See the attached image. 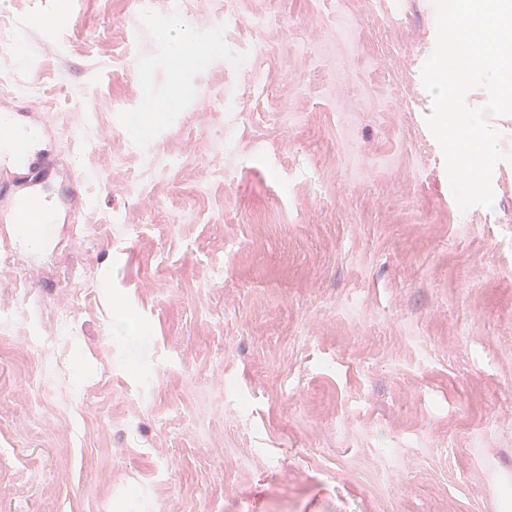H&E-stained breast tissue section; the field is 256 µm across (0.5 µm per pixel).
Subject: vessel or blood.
Here are the masks:
<instances>
[{
  "mask_svg": "<svg viewBox=\"0 0 512 512\" xmlns=\"http://www.w3.org/2000/svg\"><path fill=\"white\" fill-rule=\"evenodd\" d=\"M53 147L47 127L32 113L23 93L0 97V177L9 176L15 192L0 196V223L54 224L56 209L42 202L40 187L52 165Z\"/></svg>",
  "mask_w": 512,
  "mask_h": 512,
  "instance_id": "b4317fda",
  "label": "vessel or blood"
}]
</instances>
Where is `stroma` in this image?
I'll use <instances>...</instances> for the list:
<instances>
[{
  "label": "stroma",
  "instance_id": "1",
  "mask_svg": "<svg viewBox=\"0 0 512 512\" xmlns=\"http://www.w3.org/2000/svg\"><path fill=\"white\" fill-rule=\"evenodd\" d=\"M219 7L191 0L222 40L180 62L136 0H0V92L77 158L75 223L112 225L0 224L40 305L0 333V512H512V168L459 210L432 0ZM90 267L68 385L35 395L27 342Z\"/></svg>",
  "mask_w": 512,
  "mask_h": 512
}]
</instances>
